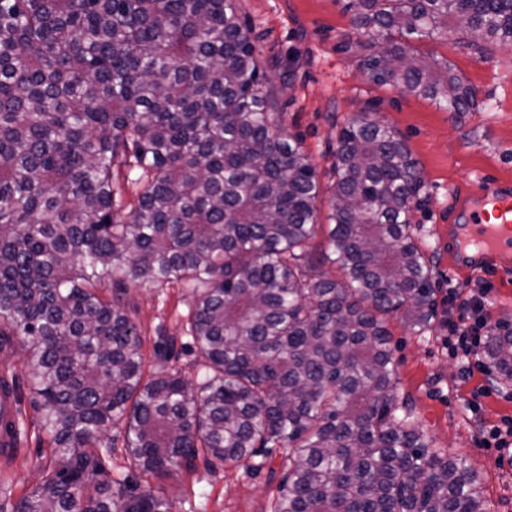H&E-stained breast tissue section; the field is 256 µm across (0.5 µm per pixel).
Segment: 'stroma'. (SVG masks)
<instances>
[{
	"label": "stroma",
	"mask_w": 512,
	"mask_h": 512,
	"mask_svg": "<svg viewBox=\"0 0 512 512\" xmlns=\"http://www.w3.org/2000/svg\"><path fill=\"white\" fill-rule=\"evenodd\" d=\"M240 2L278 99L277 116L286 132L299 138L317 170L319 223L327 221L336 182V134L344 124L383 122L418 161L424 186L411 221L419 225L422 248L434 261L438 319L423 334L391 320L397 392L409 400L415 422L435 447L465 458L480 473L492 512H512V465L500 462L497 451L482 443L485 429L512 418V383L501 384L484 369L466 374L462 362L449 356L446 342L449 291L463 299L484 281L491 286V322L512 324V268L491 281L482 270L456 274L448 266V226L463 200L482 192L483 174L512 180V48L495 49L486 57L452 37L423 44V51L447 58L478 91L476 108L455 115L399 88L369 82L360 62L378 37L353 33L347 0ZM120 306L138 329L148 370L178 371L197 382L203 359L188 334L192 301L185 290L133 288L123 294ZM0 369L19 394L22 433L21 447L0 459V503L8 506L35 487L50 462V446L38 423L30 367L18 339L0 347ZM478 390L482 409L474 413L467 401ZM107 465L113 474L128 475L134 493H165L173 512H270L286 470L278 451L254 457L248 468L201 455L173 476L146 481L129 472L124 452H115Z\"/></svg>",
	"instance_id": "35a3bbf8"
}]
</instances>
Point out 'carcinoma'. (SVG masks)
I'll return each mask as SVG.
<instances>
[{"mask_svg": "<svg viewBox=\"0 0 512 512\" xmlns=\"http://www.w3.org/2000/svg\"><path fill=\"white\" fill-rule=\"evenodd\" d=\"M348 8L383 38L369 80L448 112L477 90L418 45L512 46V0ZM277 108L239 0H0V341L22 337L53 455L12 512H172L104 478L109 424L154 477L288 449L272 512H489L477 472L397 396L389 319L423 333L436 317L418 161L384 123L339 130L325 259L316 168ZM107 281L191 290L199 385L143 377ZM483 354L512 383V329Z\"/></svg>", "mask_w": 512, "mask_h": 512, "instance_id": "1", "label": "carcinoma"}]
</instances>
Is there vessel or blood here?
<instances>
[{
    "mask_svg": "<svg viewBox=\"0 0 512 512\" xmlns=\"http://www.w3.org/2000/svg\"><path fill=\"white\" fill-rule=\"evenodd\" d=\"M451 260L456 270L482 267L495 277L512 265V183L487 182L484 195L471 202L462 223L450 226ZM17 394L12 383L0 385V455L19 444Z\"/></svg>",
    "mask_w": 512,
    "mask_h": 512,
    "instance_id": "b4317fda",
    "label": "vessel or blood"
}]
</instances>
